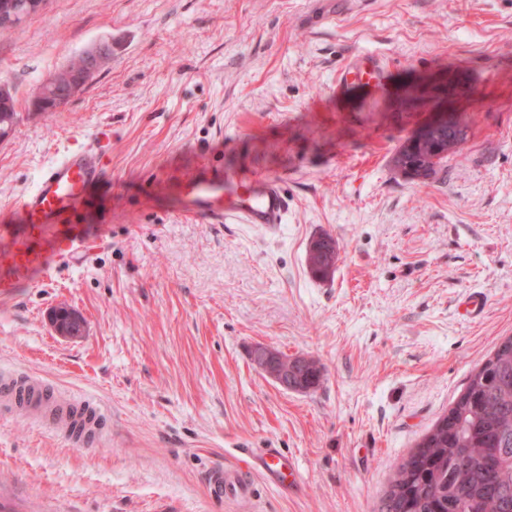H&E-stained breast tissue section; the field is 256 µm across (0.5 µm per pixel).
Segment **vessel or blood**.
Here are the masks:
<instances>
[{"label": "vessel or blood", "mask_w": 512, "mask_h": 512, "mask_svg": "<svg viewBox=\"0 0 512 512\" xmlns=\"http://www.w3.org/2000/svg\"><path fill=\"white\" fill-rule=\"evenodd\" d=\"M387 78L380 60L363 54L337 74L336 90L341 93L354 86L373 92ZM111 150L112 130L99 126L88 144L64 151L39 172L31 190L15 198L12 208L19 220L7 225L8 243L0 247V292L10 293L18 281L46 272L52 259L65 255L78 259L93 250L95 242L77 217L90 203L92 189L104 179ZM181 193L184 209L212 224H252L274 232L288 213L280 179L246 168L230 173L200 169L182 184ZM0 397L51 417L56 429L69 438L84 441L99 436L102 414L89 399L76 398L60 406L41 382L9 376L0 378ZM243 462L241 472L221 468L211 472V495L221 499L246 495L248 471L279 482L298 475L286 456L270 448L244 456Z\"/></svg>", "instance_id": "1"}]
</instances>
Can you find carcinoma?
I'll return each instance as SVG.
<instances>
[{
	"instance_id": "obj_1",
	"label": "carcinoma",
	"mask_w": 512,
	"mask_h": 512,
	"mask_svg": "<svg viewBox=\"0 0 512 512\" xmlns=\"http://www.w3.org/2000/svg\"><path fill=\"white\" fill-rule=\"evenodd\" d=\"M18 120L15 104L0 107V138ZM466 130L456 116L430 141L405 139L394 167L410 180L434 178ZM292 381L304 392L319 387V361L296 364ZM380 512H512V336L472 372L457 401L400 464Z\"/></svg>"
}]
</instances>
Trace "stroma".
Masks as SVG:
<instances>
[{"mask_svg": "<svg viewBox=\"0 0 512 512\" xmlns=\"http://www.w3.org/2000/svg\"><path fill=\"white\" fill-rule=\"evenodd\" d=\"M47 0L0 34L19 121L0 142V227L63 145L112 129L92 214L96 248L0 296V373L99 402L103 438L75 441L0 402V491L31 512H378L397 467L512 336V0ZM111 60L66 105L30 107L49 73L100 41ZM388 85L337 94L354 54ZM467 136L438 179L392 157L428 112L404 88L443 71ZM208 167L278 175V236L185 214L178 181ZM332 235L326 279L306 262ZM486 298L474 320L458 307ZM82 318L58 335L54 309ZM265 344L323 365L286 390L250 358ZM276 448L284 491L217 501L212 469Z\"/></svg>", "mask_w": 512, "mask_h": 512, "instance_id": "1", "label": "stroma"}]
</instances>
